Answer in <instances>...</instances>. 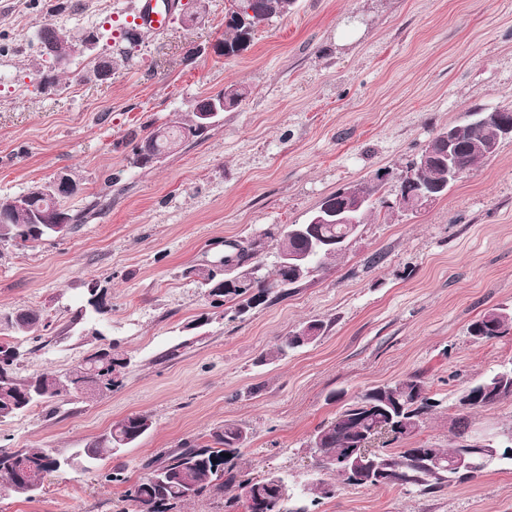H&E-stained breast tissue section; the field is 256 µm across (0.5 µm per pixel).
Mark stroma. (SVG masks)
<instances>
[{
    "label": "stroma",
    "mask_w": 512,
    "mask_h": 512,
    "mask_svg": "<svg viewBox=\"0 0 512 512\" xmlns=\"http://www.w3.org/2000/svg\"><path fill=\"white\" fill-rule=\"evenodd\" d=\"M0 0V198L66 171L81 183L70 210L101 211L70 233L18 248L0 242V317L37 312L42 325L0 343L17 372L65 373L102 345L129 364L107 396L70 397L0 422V448L68 456L131 414L152 430L88 471L48 478L35 500L0 497V512H134L127 482L184 439L208 444L227 422L250 440L236 459L273 471L291 495L320 478L311 433L361 392L416 375L434 401L411 446L448 448L459 417L468 437L512 444V396L463 410L464 387L512 364V334L476 342L469 324L512 308V140L416 213H374L336 263L288 295L230 319L212 308L199 273L228 241L260 242L272 279L276 232L305 223L324 197L393 171L476 107L512 110V0H296L259 26L250 48L224 57L232 0H203L202 20L171 22L130 43L139 0ZM51 23L100 40L41 81L35 40ZM112 59L98 79L91 62ZM238 83L247 93L209 136L150 168L133 165L131 132L186 118L196 100ZM112 306L80 324L88 284ZM325 330L280 361L265 353L303 323ZM339 401H331V394ZM118 472L122 481H106ZM312 512H512V462L428 492L335 480Z\"/></svg>",
    "instance_id": "1"
}]
</instances>
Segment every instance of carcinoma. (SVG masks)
<instances>
[{
    "mask_svg": "<svg viewBox=\"0 0 512 512\" xmlns=\"http://www.w3.org/2000/svg\"><path fill=\"white\" fill-rule=\"evenodd\" d=\"M293 9L289 0H233V5L224 15V40L219 42L222 49L216 53L233 56L247 49L252 33L261 24L274 17L288 14ZM214 98L208 97L196 102L192 118L182 123L158 125L140 135L133 133L135 141V164L141 168L150 167L160 157L171 154L174 143L183 144L203 140L208 133H195L199 117L204 112L213 111ZM495 137V128L482 119V114L471 113V119L462 124L457 139L454 161L462 168L471 170L477 163L479 154L476 148ZM447 169L439 160L430 169L404 183V189L414 191L420 182H437L443 179ZM44 200L33 196L23 209L14 204V199H0V241L12 242L19 248H26L51 236L49 232H36L34 217ZM97 203H89L80 212L64 210L67 229L72 230L83 224L94 213ZM341 224H314L306 234H281L277 240L281 254H303L306 256L308 271L292 277L281 268H276V279L272 284L255 276L243 286L223 283L213 269L203 273L207 287L220 292L225 312L236 319L246 315L251 309L266 304L273 298L276 288H289L307 278L319 266L336 258L332 241L342 233ZM227 258L239 263L257 264L258 250L254 244L242 245L227 243ZM40 315L28 311L12 317L11 327L20 333L35 331ZM310 335L295 331L287 339L267 352V357L276 360L287 350L297 348L316 340L324 329L318 321L309 323ZM512 333V309L493 308L468 326V334L488 341ZM14 347L0 345V420L12 418L28 410L36 403L51 406L67 396L75 394L74 384L79 382L93 389V396L102 397L112 392L118 384L113 372L116 357L108 350L98 351L85 358L78 369L70 372L71 380L63 379L55 372H45L36 376L19 379L16 371L22 362V355L8 359L2 355ZM512 395V366L505 367L479 381L468 385L460 399L472 396L481 397L475 404L480 408L496 400ZM430 408V398L426 396L423 382L417 377L394 381L367 389L356 397L328 425L316 429L319 457L318 467L327 470V476L339 477L353 482L347 473L351 449L359 447L366 437H381L383 442L377 448H365L360 457L362 467L373 466L389 472L385 485L421 486L426 490L440 488L443 483L457 480L464 482L484 470L496 460L512 461V445L505 448L480 447L467 437L466 418L458 420V442L451 448H398L390 447V442H402L415 436L422 426V417ZM153 427V422L143 414H132L115 423L107 437H96L85 447L78 449L72 459L89 468L104 456H113L123 448L133 446ZM213 444L201 446L192 440L181 442L178 447L161 454L152 472L132 483L126 490V500L132 502L137 512H170L178 503L201 496L205 492H222L227 486L236 485L242 492H251L261 486L262 497L251 500L240 498L244 512H280L277 508L279 488L264 485L254 478H242L232 460L238 458L241 449L249 441L248 430L236 423H226L210 433ZM458 454L470 457L472 467L465 475L448 469V459ZM0 493L10 496L33 498L23 484L22 472L7 457V451L0 449Z\"/></svg>",
    "mask_w": 512,
    "mask_h": 512,
    "instance_id": "carcinoma-1",
    "label": "carcinoma"
}]
</instances>
